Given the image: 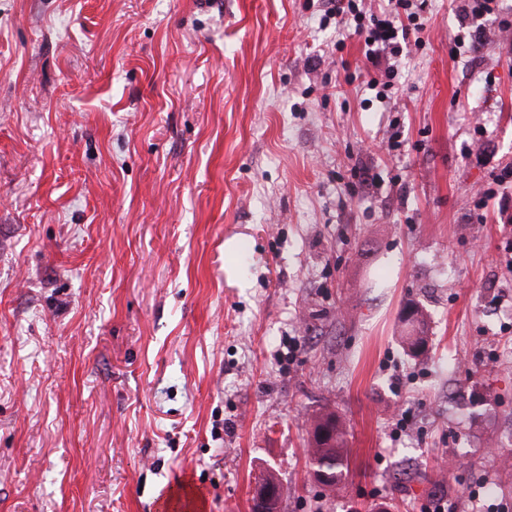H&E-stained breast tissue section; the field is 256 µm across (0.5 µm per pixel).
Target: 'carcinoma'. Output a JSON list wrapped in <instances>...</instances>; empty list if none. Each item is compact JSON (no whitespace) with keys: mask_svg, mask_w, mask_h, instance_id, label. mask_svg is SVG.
<instances>
[{"mask_svg":"<svg viewBox=\"0 0 512 512\" xmlns=\"http://www.w3.org/2000/svg\"><path fill=\"white\" fill-rule=\"evenodd\" d=\"M404 342L413 354L425 352L428 336L421 312L405 320ZM347 446V430L341 419L333 411L321 412L314 421L310 448L306 449L308 466L319 483L330 488L344 486L349 473Z\"/></svg>","mask_w":512,"mask_h":512,"instance_id":"obj_1","label":"carcinoma"}]
</instances>
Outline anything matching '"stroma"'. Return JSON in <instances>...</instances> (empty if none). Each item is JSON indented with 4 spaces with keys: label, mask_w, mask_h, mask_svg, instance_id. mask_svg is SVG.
I'll use <instances>...</instances> for the list:
<instances>
[{
    "label": "stroma",
    "mask_w": 512,
    "mask_h": 512,
    "mask_svg": "<svg viewBox=\"0 0 512 512\" xmlns=\"http://www.w3.org/2000/svg\"><path fill=\"white\" fill-rule=\"evenodd\" d=\"M427 3L380 103L306 0H0V512H512V0ZM413 310L408 309L406 315L412 314ZM404 342L413 354H420L425 352L428 343V334L425 329V320L419 309L413 313L412 319H404ZM328 429L326 438L318 434ZM347 430L334 411L321 412L314 421L313 440L306 449L307 463L312 476L322 485L330 488L344 486L349 473L347 455Z\"/></svg>",
    "instance_id": "stroma-1"
}]
</instances>
